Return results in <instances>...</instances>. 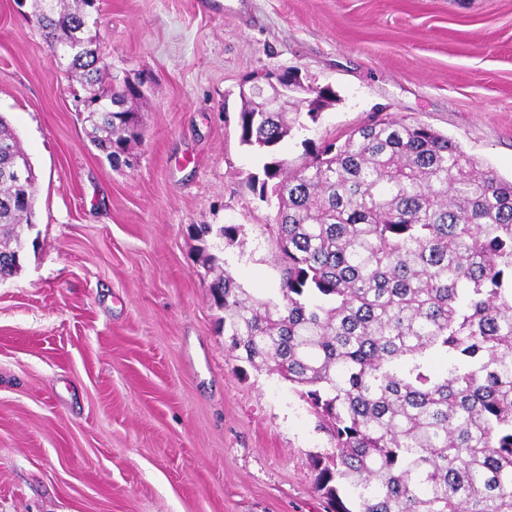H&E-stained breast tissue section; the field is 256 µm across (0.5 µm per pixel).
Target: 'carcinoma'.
Masks as SVG:
<instances>
[{
  "label": "carcinoma",
  "instance_id": "obj_1",
  "mask_svg": "<svg viewBox=\"0 0 512 512\" xmlns=\"http://www.w3.org/2000/svg\"><path fill=\"white\" fill-rule=\"evenodd\" d=\"M32 21L85 91L107 157L142 139L140 95L114 81L95 0H32ZM127 99L124 112L110 103ZM335 100L243 99L239 143L266 158L249 189L278 200L269 225L280 298L229 271L211 284L238 359L300 388L334 441L312 458L334 512H512V181L424 123L371 121L341 143L274 147ZM23 161L19 179L14 165ZM35 172L0 116V279L21 268ZM237 224L196 228L233 245ZM444 359L441 370L429 359Z\"/></svg>",
  "mask_w": 512,
  "mask_h": 512
}]
</instances>
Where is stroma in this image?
Returning a JSON list of instances; mask_svg holds the SVG:
<instances>
[{"label": "stroma", "mask_w": 512, "mask_h": 512, "mask_svg": "<svg viewBox=\"0 0 512 512\" xmlns=\"http://www.w3.org/2000/svg\"><path fill=\"white\" fill-rule=\"evenodd\" d=\"M97 0L113 70L146 78L144 140L112 163L78 83L0 0V115L36 175L17 274L0 281V512H327L333 443L294 385L224 346L195 224H238L218 265L278 298L276 203L247 187L239 88L298 68L339 99L278 146L375 114L421 122L512 179V0Z\"/></svg>", "instance_id": "obj_1"}]
</instances>
